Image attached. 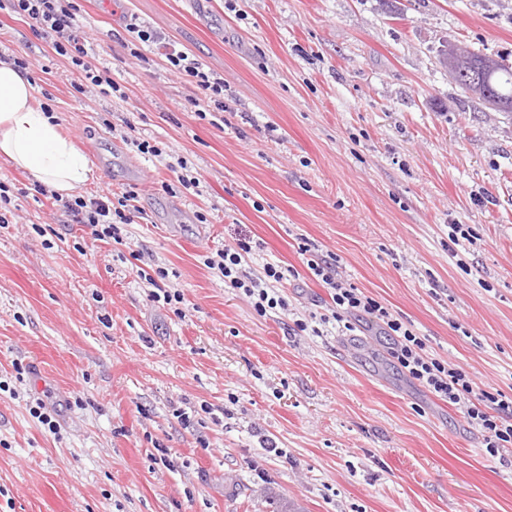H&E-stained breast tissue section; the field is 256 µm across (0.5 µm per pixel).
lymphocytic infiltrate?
Instances as JSON below:
<instances>
[{
    "mask_svg": "<svg viewBox=\"0 0 512 512\" xmlns=\"http://www.w3.org/2000/svg\"><path fill=\"white\" fill-rule=\"evenodd\" d=\"M0 10L19 16L55 54L70 60L79 75L77 92L93 91L126 99V92L112 79L109 70L99 67L90 55L88 35L73 0H0ZM127 30L139 46L151 48L169 71L195 88L196 94L190 99L193 106L204 105L217 113L226 111L223 78L205 71L196 58L176 43L162 41L149 27L133 20ZM136 197L132 190L117 193L106 189L91 197L73 195L62 200L61 206L72 223L89 228L94 239L109 238L117 243L121 240L120 225L134 221ZM251 251L250 243L241 241L225 247L218 259H206L205 265L225 287L242 293L258 315L286 308V301L269 290L270 284L286 280L285 268L267 264L262 270H254L250 266ZM298 252L305 256L311 275L327 289L331 299L330 312L322 316V323L355 316L381 326L393 340L391 355L401 370L449 406L463 407L468 423L482 431L487 453L497 454L503 444H512V396L475 390L469 376L431 354L425 340L409 324L359 288L341 281L336 257L318 254L305 241L299 242Z\"/></svg>",
    "mask_w": 512,
    "mask_h": 512,
    "instance_id": "lymphocytic-infiltrate-1",
    "label": "lymphocytic infiltrate"
}]
</instances>
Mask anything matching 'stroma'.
<instances>
[{"mask_svg":"<svg viewBox=\"0 0 512 512\" xmlns=\"http://www.w3.org/2000/svg\"><path fill=\"white\" fill-rule=\"evenodd\" d=\"M75 3L126 100L75 92L21 20L0 54L28 57L90 161L83 194L134 188L140 215L94 239L0 157L19 189L0 227V512H512V445L489 455L379 326L320 324L328 294L297 252L336 256L477 389L512 395V114L438 62L462 45L512 63V0ZM133 16L223 77V122L131 57ZM131 130L184 158L198 194L163 192ZM453 224L472 239L450 245ZM241 240L254 268L297 270L287 309L258 315L205 266ZM157 267L179 306L150 300L138 271Z\"/></svg>","mask_w":512,"mask_h":512,"instance_id":"obj_1","label":"stroma"}]
</instances>
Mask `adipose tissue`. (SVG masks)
I'll use <instances>...</instances> for the list:
<instances>
[{"mask_svg":"<svg viewBox=\"0 0 512 512\" xmlns=\"http://www.w3.org/2000/svg\"><path fill=\"white\" fill-rule=\"evenodd\" d=\"M0 155L68 197L92 178L85 154L43 111L28 73L0 61Z\"/></svg>","mask_w":512,"mask_h":512,"instance_id":"adipose-tissue-1","label":"adipose tissue"}]
</instances>
